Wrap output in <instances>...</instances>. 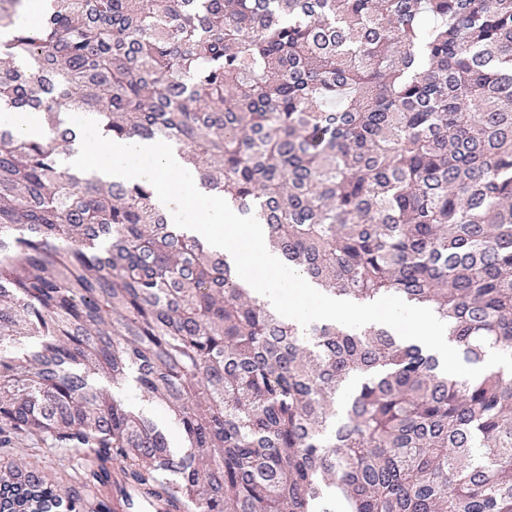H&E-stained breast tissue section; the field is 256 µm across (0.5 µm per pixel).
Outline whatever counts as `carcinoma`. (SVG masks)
<instances>
[{
	"mask_svg": "<svg viewBox=\"0 0 512 512\" xmlns=\"http://www.w3.org/2000/svg\"><path fill=\"white\" fill-rule=\"evenodd\" d=\"M0 0V512H512V379L385 327L301 330L151 188L72 173L61 109L163 139L325 292L512 349V0ZM134 376L170 432L94 379ZM0 123L10 125L17 136L22 139H29L36 132H40L43 137H47V130L42 127L41 118L34 112L27 111H5L1 109ZM36 447L38 449L31 452L26 449ZM33 454V455H32ZM13 460L19 466L28 464H36L40 468L52 474L54 479L58 480L61 485H68V479L65 476L70 474V460L67 457L59 454L54 448L49 445L40 443L33 444L31 441H25V444H20L15 448H4L2 450V457Z\"/></svg>",
	"mask_w": 512,
	"mask_h": 512,
	"instance_id": "cac0c4a2",
	"label": "carcinoma"
}]
</instances>
